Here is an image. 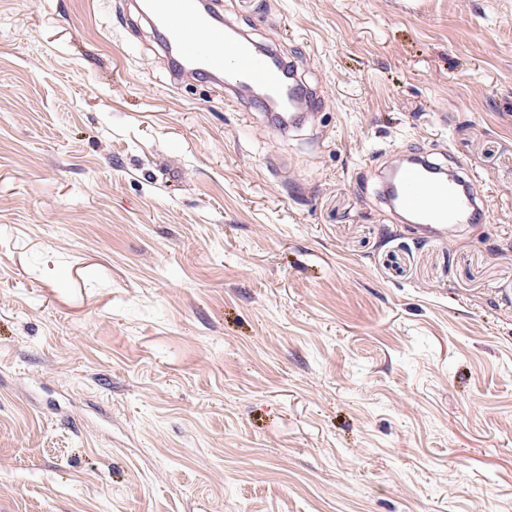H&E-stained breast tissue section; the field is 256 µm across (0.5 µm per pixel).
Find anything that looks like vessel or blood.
Here are the masks:
<instances>
[{
  "label": "vessel or blood",
  "instance_id": "obj_1",
  "mask_svg": "<svg viewBox=\"0 0 512 512\" xmlns=\"http://www.w3.org/2000/svg\"><path fill=\"white\" fill-rule=\"evenodd\" d=\"M138 11L167 60L172 85L189 74L224 89L230 99L240 98L247 86L280 92L288 63L224 19L213 0H140ZM438 167L437 161L417 156L392 170L397 191L386 200L390 211L423 236L458 224L487 223L488 211L472 194L468 174L449 180L438 175Z\"/></svg>",
  "mask_w": 512,
  "mask_h": 512
}]
</instances>
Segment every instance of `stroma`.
<instances>
[{"label":"stroma","instance_id":"35a3bbf8","mask_svg":"<svg viewBox=\"0 0 512 512\" xmlns=\"http://www.w3.org/2000/svg\"><path fill=\"white\" fill-rule=\"evenodd\" d=\"M218 6L303 127L126 0H0V512H512V0ZM396 144L489 223L391 220Z\"/></svg>","mask_w":512,"mask_h":512}]
</instances>
